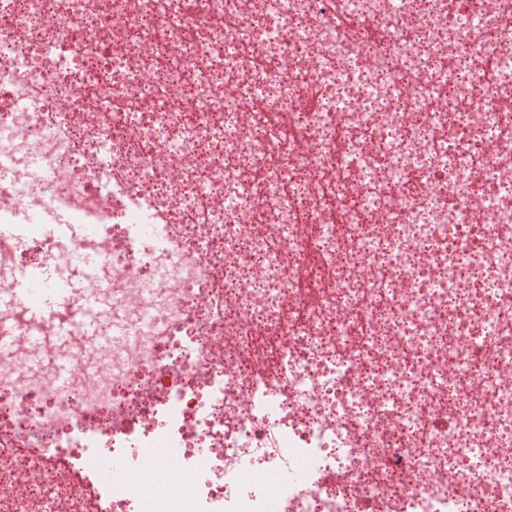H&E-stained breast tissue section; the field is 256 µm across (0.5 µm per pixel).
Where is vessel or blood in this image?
<instances>
[{
	"label": "vessel or blood",
	"mask_w": 512,
	"mask_h": 512,
	"mask_svg": "<svg viewBox=\"0 0 512 512\" xmlns=\"http://www.w3.org/2000/svg\"><path fill=\"white\" fill-rule=\"evenodd\" d=\"M17 225L39 226L56 243L58 252L0 281V313L23 307L30 324L27 336L21 338L0 327V352L25 344L65 381L76 368L93 373L104 354L113 344L123 342L124 336L122 329L112 326L111 297L90 285L97 258L74 247L79 236L92 232V225L77 223L63 211L52 222L21 212L14 224L0 226V233L12 234ZM76 304L84 309L77 332L51 328V321Z\"/></svg>",
	"instance_id": "b4317fda"
}]
</instances>
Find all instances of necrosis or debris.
<instances>
[{
    "label": "necrosis or debris",
    "mask_w": 512,
    "mask_h": 512,
    "mask_svg": "<svg viewBox=\"0 0 512 512\" xmlns=\"http://www.w3.org/2000/svg\"><path fill=\"white\" fill-rule=\"evenodd\" d=\"M0 155L131 337L0 354V512H512V0H0Z\"/></svg>",
    "instance_id": "1"
}]
</instances>
